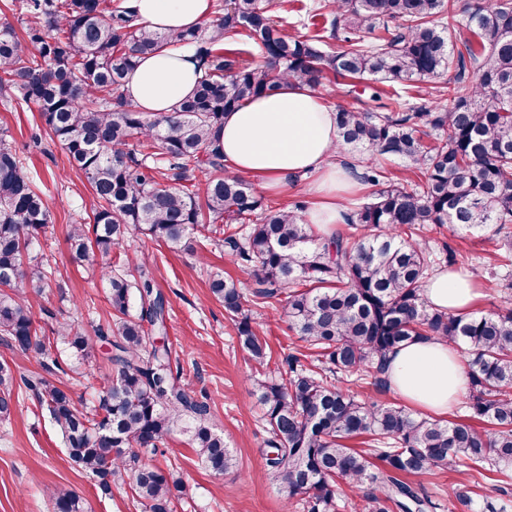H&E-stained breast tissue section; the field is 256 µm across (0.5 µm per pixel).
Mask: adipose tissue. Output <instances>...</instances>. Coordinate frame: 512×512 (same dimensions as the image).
<instances>
[{"instance_id":"adipose-tissue-1","label":"adipose tissue","mask_w":512,"mask_h":512,"mask_svg":"<svg viewBox=\"0 0 512 512\" xmlns=\"http://www.w3.org/2000/svg\"><path fill=\"white\" fill-rule=\"evenodd\" d=\"M140 21L172 32L193 28L211 12L212 0H130ZM200 75L190 46L166 47L144 57L129 74L126 90L144 111L170 112L192 95ZM224 163L250 176L259 188L278 191L302 175H315L309 191L319 199L308 223L322 234L344 223L341 192L356 185L354 172L336 159V112L309 88L284 85L249 99L225 113L219 132ZM424 295L439 310L464 312L476 293L469 275L438 271ZM386 377L391 389L411 406L446 413L466 395L469 378L458 353L446 342L415 339L390 353Z\"/></svg>"}]
</instances>
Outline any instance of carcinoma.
<instances>
[{"instance_id":"cac0c4a2","label":"carcinoma","mask_w":512,"mask_h":512,"mask_svg":"<svg viewBox=\"0 0 512 512\" xmlns=\"http://www.w3.org/2000/svg\"><path fill=\"white\" fill-rule=\"evenodd\" d=\"M335 51L321 37L275 21L262 0H227L214 20L177 33L138 21L126 0H21L30 18L18 34L0 25V93L34 103L69 164L89 184L98 207L69 226L72 262L122 251L131 231L177 251L203 231L222 233L224 252L252 282L255 305L285 302L288 328L308 353L288 355L268 371L260 322L245 308L244 283L215 278L210 290L234 323L240 347L256 364L250 377L263 406L267 474L288 506L336 512L351 494L361 512H434L435 503L404 480L465 466L498 475L482 512L512 506V305L487 314L428 304L434 273L423 236L430 224H456L500 236L512 259V5L474 0H325ZM441 16L446 22L437 24ZM261 52L241 58L240 40ZM191 45L201 75L175 111L145 112L125 93L138 61L164 47ZM408 83L448 76V98L434 106L400 97L373 109L339 108L337 148L365 155L357 180L375 187L348 213L349 232L312 234L305 205L272 209L250 182L224 168L218 132L224 113L294 83L320 88L327 74ZM155 148L142 153L133 141ZM414 165L417 179L393 180L371 156ZM205 170L201 180L194 169ZM52 215L0 137V338L39 359L46 375L24 384L61 434L69 459L98 492L129 487L144 512H172L190 488L177 466L143 460L175 432L188 437L203 469L222 475L236 453L210 423L207 397H195L172 365L166 302L146 276L145 255L126 256L139 271L101 267L113 324L112 384L92 405L77 404L64 383L88 358L87 338L60 322L47 336L36 325L32 293L48 286L36 252ZM250 229L239 231L238 225ZM140 305V313L132 308ZM464 342L469 410L481 426L415 416L405 406L359 398L367 377L389 387L386 355L403 343ZM16 376L0 362V422L18 402ZM366 438L367 449L348 441ZM53 512H84L72 489H48Z\"/></svg>"}]
</instances>
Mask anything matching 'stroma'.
<instances>
[{"label": "stroma", "instance_id": "1", "mask_svg": "<svg viewBox=\"0 0 512 512\" xmlns=\"http://www.w3.org/2000/svg\"><path fill=\"white\" fill-rule=\"evenodd\" d=\"M376 92L416 102L424 96L444 99L448 88L442 77L409 86L365 80L350 95L328 86L323 89L331 105L357 108L371 106ZM0 134L44 192L52 214L42 239L43 261L52 272V286L43 294L31 295L32 311L44 334H51L60 321L75 324L88 336L86 374L73 379L72 391L83 400H93L113 376L112 347L99 336L111 320V309L100 278L101 259L82 267L72 264L67 227L75 219L91 215L96 202L86 180L70 169L64 151L50 139L35 105L10 93L0 95ZM427 239L430 247L445 242L476 256V263L465 268L478 289L474 311L498 310L512 295V265L492 267L483 261L495 249L496 238L491 233L472 235L446 224L432 228ZM128 249L148 255L147 273L169 305L168 342L183 367L182 380L196 394L209 396L211 423L240 460L237 471L216 477L199 465L185 436L168 438L152 461L161 466L176 463L184 481L193 488L191 497L175 500L174 512H285L277 485L263 474L266 433L262 407L248 380L252 363L239 346L223 306L209 290L210 278L238 276L237 267L211 237L197 238L192 250L174 251L135 233ZM262 321L272 364L303 350V342L288 329L282 305L263 308ZM413 481L438 503L437 512H481L484 497L493 492L492 480H475L463 467L437 469L414 476ZM54 486L76 491L85 512H143L130 489H116L111 497H101L93 478L70 461L61 436L32 393L23 388L10 421L0 423V512H52L46 491ZM458 489L467 492L468 501L455 497Z\"/></svg>", "mask_w": 512, "mask_h": 512}]
</instances>
